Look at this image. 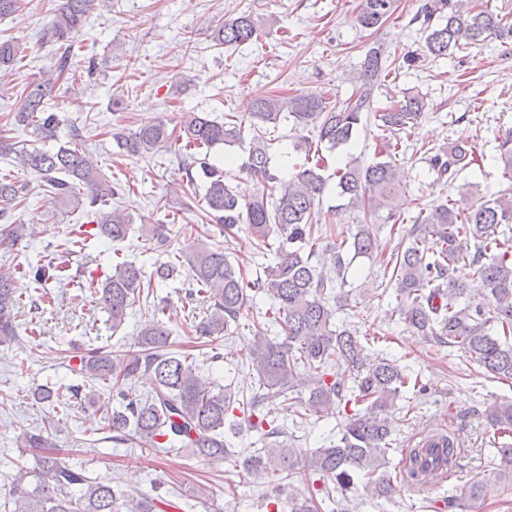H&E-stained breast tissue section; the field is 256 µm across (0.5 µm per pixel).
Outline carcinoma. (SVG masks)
<instances>
[{"label":"carcinoma","instance_id":"obj_1","mask_svg":"<svg viewBox=\"0 0 512 512\" xmlns=\"http://www.w3.org/2000/svg\"><path fill=\"white\" fill-rule=\"evenodd\" d=\"M96 0H56L46 38L59 45L50 73L27 84L20 93L6 124L26 130L33 143L0 135V156L12 154L21 159L23 169L47 187L49 200L74 210L89 207L98 235L113 243L125 240L132 228L131 218L110 208L116 188L104 176L82 140L80 129L60 142L62 120L50 109L47 98L56 83L74 77L71 52L75 35L84 26ZM426 23L425 53L446 57L512 32L493 14L470 8H454L451 0H429L421 7ZM393 14V0H364L358 23L365 29L384 24ZM261 24L249 14L228 19L212 33L217 46L240 45L252 40ZM20 43L0 39V79L12 75L23 58ZM394 70L384 49L369 48L361 66L355 93L330 107L323 94L301 92L288 97L259 99L246 120L220 122L204 112H186L180 122L178 139L186 153L178 156L179 170L194 186L203 181L200 201L209 218L226 232L247 225L251 245L260 248L276 245V261L266 267L265 279L249 283L240 265L228 260L218 248L196 238L174 259L158 264L153 281L163 283L178 271L177 260L184 259L193 290L190 300L207 306L202 318L189 317L188 329L199 338L217 341L239 321L248 300L247 290L270 295L276 303L273 318L281 331L274 337L255 330V343L249 354V367L257 387L247 395L221 388L199 375L194 358L166 351L171 329L161 320L145 324L139 331L136 349L121 354L91 348L79 357L72 372L82 383L71 386H46L37 400L57 408L63 392L73 396L86 393L95 398L94 384L109 386L119 401V409L105 419L104 429L116 443L129 442L141 448H191L201 458H224L231 454L224 437L227 413L238 404L257 418L251 428L261 434L264 447L250 455L247 469L260 476L286 480L293 475L318 476V492L334 504L331 512H356L358 502L348 493L361 483L376 499H386L391 477L386 469L392 446L389 414L401 390L411 384L410 369L384 354L371 356L360 338L345 325L336 324V293L345 285L342 252L355 256L379 257L393 267L396 299L404 323L422 336L456 348L496 379L512 381V239L501 236L499 227L512 222V196L502 194L463 206L450 199L421 215L411 225L409 244L384 258L379 250L375 224H402L397 199L401 186L396 173V156L401 134L425 114V103L407 95L397 104L375 112L381 131L384 159L362 164L353 159L336 167L339 195L347 206L363 214L355 233L325 249L320 265L312 263L316 241L322 228L314 223L315 210L326 187L321 174L327 158L321 148L332 152L350 143L358 132L362 114L373 110L375 92ZM292 117L299 128L313 126L317 143L300 137L294 150H305L308 165L288 179L271 168L269 126ZM251 133L248 155L240 170L263 182L275 185L278 195H246L230 186L224 170L210 161L212 149L242 144L244 132ZM115 140L128 157L152 154L170 143V134L161 120L146 121ZM54 142L56 146L46 148ZM429 170L437 179L455 175L474 163L473 152L461 142L448 149L427 150ZM498 163L502 177L512 182V130L498 137ZM30 184L11 174H0V247L15 249L26 236L23 224L9 222L13 207L30 195ZM88 239V231L78 226L69 231L68 248L48 263L31 269L37 281L62 280L69 270L75 247ZM479 242L471 259L472 277H454L463 246ZM95 303L104 309L112 329L125 321L127 310L143 295L144 272L132 262L115 264L112 275L100 283L90 281ZM17 280L0 272V346L20 338L16 320ZM481 294L492 299L494 308L485 310L472 298ZM346 364L356 375L346 385L329 372L331 363ZM151 382L147 395L135 390V380ZM308 391L304 410L320 416L326 408L344 403L352 415L340 438L316 449L310 456H296L285 440L286 432L277 425L278 407L290 409L291 396ZM487 420L497 437L491 473L495 481L512 483V400L501 402ZM54 423L48 421L36 430L16 436L20 448L37 451L35 466L18 469L9 492L3 497V512H160L161 497L111 486L82 468L67 463L53 451ZM461 444L448 437L439 448H412L408 453L407 476L422 481L431 471L428 457L438 453L447 470L458 465ZM289 512H321L316 496L309 494L289 502Z\"/></svg>","mask_w":512,"mask_h":512}]
</instances>
